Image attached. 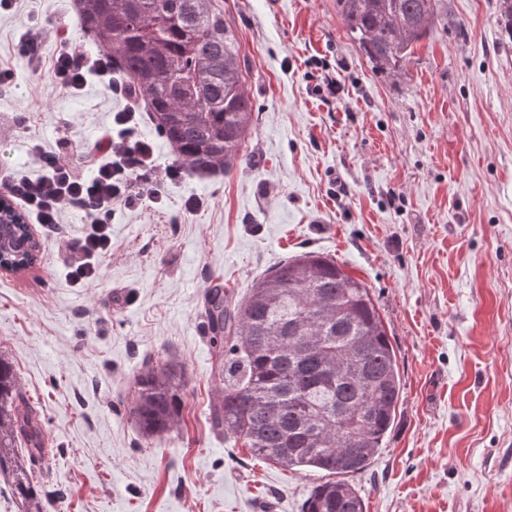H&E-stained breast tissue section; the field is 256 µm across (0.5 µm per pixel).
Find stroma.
I'll use <instances>...</instances> for the list:
<instances>
[{
  "label": "stroma",
  "mask_w": 512,
  "mask_h": 512,
  "mask_svg": "<svg viewBox=\"0 0 512 512\" xmlns=\"http://www.w3.org/2000/svg\"><path fill=\"white\" fill-rule=\"evenodd\" d=\"M253 125L246 162L187 171L160 203L117 209L96 281L66 279L87 226L32 225V265L0 269V355L50 453L32 462L42 512H302L320 481L226 442L209 424L218 361L203 312L315 251L363 281L397 352L392 429L353 483L365 512H512V41L498 0H441L397 80L349 40L334 0H223ZM98 49L78 0L0 10V175L40 172L62 140L94 148L126 100L90 77L61 91L16 52ZM335 94L321 92L324 79ZM200 199L186 212L187 198ZM177 364L180 425L149 442L129 416L137 375ZM41 40L39 32L29 33L16 46L17 53L28 58L33 70H39L42 67L43 60L39 55L38 46Z\"/></svg>",
  "instance_id": "stroma-1"
}]
</instances>
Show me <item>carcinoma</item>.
Masks as SVG:
<instances>
[{"mask_svg":"<svg viewBox=\"0 0 512 512\" xmlns=\"http://www.w3.org/2000/svg\"><path fill=\"white\" fill-rule=\"evenodd\" d=\"M438 3L336 0V12L372 68L399 78L432 33ZM79 21L194 171L226 173L245 161L253 105L219 0H80ZM498 23L512 38V0H499ZM17 229L26 259L37 243L27 225ZM203 309L224 375L210 404L213 430L265 461L323 473L303 512H364L349 478L381 448L401 394L397 354L366 284L336 259L307 252L264 274L243 300L215 279ZM185 387L168 363L137 376L129 414L143 438L177 428ZM23 440L29 461L43 458L34 411L0 356V475L24 512H42Z\"/></svg>","mask_w":512,"mask_h":512,"instance_id":"obj_1","label":"carcinoma"}]
</instances>
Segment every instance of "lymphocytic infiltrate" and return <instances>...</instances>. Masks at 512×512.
<instances>
[{"instance_id":"1","label":"lymphocytic infiltrate","mask_w":512,"mask_h":512,"mask_svg":"<svg viewBox=\"0 0 512 512\" xmlns=\"http://www.w3.org/2000/svg\"><path fill=\"white\" fill-rule=\"evenodd\" d=\"M50 64L56 83L65 91L80 90L93 73L107 78L110 91L121 90L111 79L112 64L106 55L88 59L67 49ZM133 117L130 110L115 115L114 128L105 131L95 148L83 156L86 174H79L71 160L43 154L39 157L41 176L11 175L5 180L9 197L35 223L60 224L69 207L83 212L89 229L68 268L73 283H89L101 259L111 252L110 224L116 206L133 208L146 199L159 202V184L183 174L179 166L158 167L151 146L130 132Z\"/></svg>"}]
</instances>
